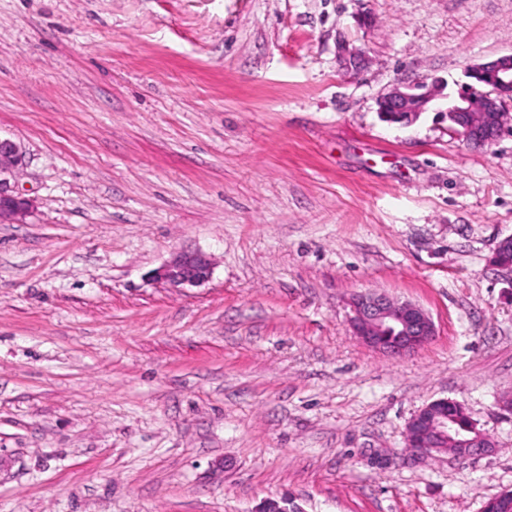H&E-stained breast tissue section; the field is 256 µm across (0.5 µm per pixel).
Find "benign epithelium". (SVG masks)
Wrapping results in <instances>:
<instances>
[{"instance_id":"1","label":"benign epithelium","mask_w":512,"mask_h":512,"mask_svg":"<svg viewBox=\"0 0 512 512\" xmlns=\"http://www.w3.org/2000/svg\"><path fill=\"white\" fill-rule=\"evenodd\" d=\"M469 82L446 111L452 124L470 146H490L512 125V114L504 110L512 94V53L466 66ZM444 84L397 85L379 99V112H397L409 124L442 97ZM21 163L19 146L0 139V223L21 220L31 208L30 200L11 189ZM209 259L201 253L180 252L155 271L153 279L173 288L198 286L210 277ZM353 333L369 347L400 357L415 352L434 336V325L419 305L368 291L352 301ZM466 414L458 402L438 399L420 409L407 423L405 444L413 456H427L452 448L460 458L486 455L493 449L489 437L475 424L461 431L454 428L453 413Z\"/></svg>"}]
</instances>
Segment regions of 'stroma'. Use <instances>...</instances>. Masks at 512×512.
<instances>
[{
	"instance_id": "1",
	"label": "stroma",
	"mask_w": 512,
	"mask_h": 512,
	"mask_svg": "<svg viewBox=\"0 0 512 512\" xmlns=\"http://www.w3.org/2000/svg\"><path fill=\"white\" fill-rule=\"evenodd\" d=\"M511 52L512 0H0V137L32 203L0 224V512H483L512 490V133L378 112ZM180 251L207 282L154 280ZM369 290L432 340L363 343ZM442 398L492 453L408 458ZM444 83L436 81L431 87L425 85H397L379 99V112H397L403 123L409 124L425 112L433 101L440 99ZM353 333L369 347L400 357L415 352L434 336V325L419 305L368 291L352 301Z\"/></svg>"
}]
</instances>
